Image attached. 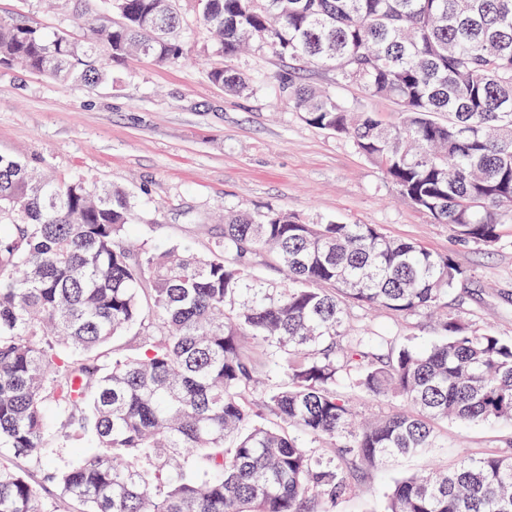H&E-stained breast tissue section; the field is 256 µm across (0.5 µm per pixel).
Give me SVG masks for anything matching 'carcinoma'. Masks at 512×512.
I'll use <instances>...</instances> for the list:
<instances>
[{
  "instance_id": "obj_1",
  "label": "carcinoma",
  "mask_w": 512,
  "mask_h": 512,
  "mask_svg": "<svg viewBox=\"0 0 512 512\" xmlns=\"http://www.w3.org/2000/svg\"><path fill=\"white\" fill-rule=\"evenodd\" d=\"M182 0H79L87 37L49 36L0 17V65L63 83L113 80L136 55L187 52ZM215 52L251 43L333 73L270 77L279 100L348 139L456 242L494 249L512 223V0H194ZM207 78L252 90L230 65ZM357 86L386 98L388 124ZM131 193L82 176H36L0 156V512H51L46 485L81 512H322L352 473L310 443L377 466L433 447L431 422L512 420V340L461 321L448 295L468 273L449 254L375 224L310 223L277 209L224 212L205 253L128 244ZM281 272L275 285L257 260ZM435 313L439 338L392 347L346 307ZM142 350L97 351L123 333ZM266 352L258 355L253 343ZM279 378L259 391L262 378ZM399 410L355 424L352 392ZM265 410L270 419L260 420ZM86 440L76 459L53 449ZM386 512H512V455H465L396 482Z\"/></svg>"
}]
</instances>
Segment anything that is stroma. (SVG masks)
Wrapping results in <instances>:
<instances>
[{
	"label": "stroma",
	"mask_w": 512,
	"mask_h": 512,
	"mask_svg": "<svg viewBox=\"0 0 512 512\" xmlns=\"http://www.w3.org/2000/svg\"><path fill=\"white\" fill-rule=\"evenodd\" d=\"M74 0H0V17L21 16L44 33L82 38ZM187 58L161 66L139 57L117 69V82L62 84L0 67V155L22 158L64 180L85 175L135 193L144 218L135 234L148 243L204 252L226 210H288L307 220L375 224L393 238L452 254L467 270L448 297L460 319L512 339V224L495 249L459 246L448 225L411 205L382 172L336 133L318 129L268 89L235 96L206 72L221 57L207 34L184 17ZM352 328L370 325L395 346L421 345L436 330L423 314L347 308ZM435 446L421 455L356 472L330 512H385L394 482L433 464L454 467L464 455L512 453V422L462 428L434 424Z\"/></svg>",
	"instance_id": "1"
}]
</instances>
